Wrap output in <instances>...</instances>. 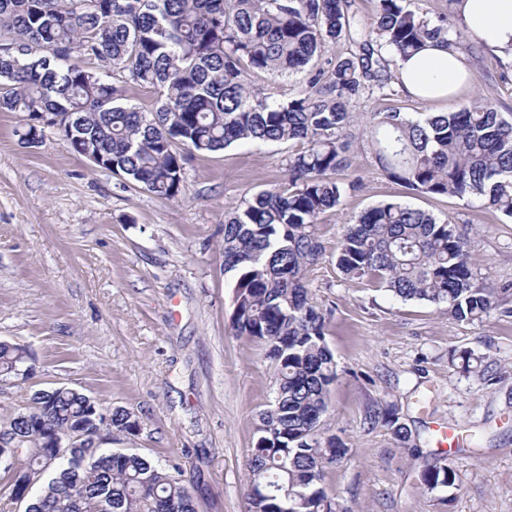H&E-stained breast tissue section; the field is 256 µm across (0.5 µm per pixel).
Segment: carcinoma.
<instances>
[{"label": "carcinoma", "mask_w": 512, "mask_h": 512, "mask_svg": "<svg viewBox=\"0 0 512 512\" xmlns=\"http://www.w3.org/2000/svg\"><path fill=\"white\" fill-rule=\"evenodd\" d=\"M378 0L371 18L348 0H0V111L20 112V140L38 144L43 115H69L58 129L72 152L166 200L185 192L187 158L238 141L299 145L287 179L244 196L224 217V272L234 276L231 328L266 347L274 397L259 413L246 461L250 512H335L325 468L348 458L339 437L320 431L338 378L326 341L329 312L311 297L305 274L323 255L321 215L340 206L360 178L343 176L356 138L351 101L395 82L397 57L430 43H469L448 18ZM348 51L324 57L328 44ZM308 70L310 91L281 101L254 87ZM157 94L154 109L129 102L112 84ZM384 174L416 193L475 200L512 219V113L489 99L456 112H374L362 130ZM336 266L402 301L440 307L458 321L499 308L497 289L474 267L468 236L424 210L390 201L343 225ZM28 347L0 341V381L32 366ZM29 410L0 412V446L24 460L0 461L5 501L29 490L32 512H195L176 465L131 450L73 448L44 464L45 433L66 435L90 421L87 395L67 387L31 394ZM109 439L133 435L139 419L96 405ZM382 422L400 442L409 429L387 410ZM453 466L419 472L423 492L458 487Z\"/></svg>", "instance_id": "cac0c4a2"}]
</instances>
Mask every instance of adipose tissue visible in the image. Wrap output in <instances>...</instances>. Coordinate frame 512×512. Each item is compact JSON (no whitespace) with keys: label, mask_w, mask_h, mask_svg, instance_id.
I'll list each match as a JSON object with an SVG mask.
<instances>
[{"label":"adipose tissue","mask_w":512,"mask_h":512,"mask_svg":"<svg viewBox=\"0 0 512 512\" xmlns=\"http://www.w3.org/2000/svg\"><path fill=\"white\" fill-rule=\"evenodd\" d=\"M459 8L469 31L492 52L512 49V0H461ZM397 75L405 92L424 101L449 98L469 80L462 55L438 46L398 61Z\"/></svg>","instance_id":"1"}]
</instances>
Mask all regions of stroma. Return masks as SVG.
<instances>
[{"label":"stroma","mask_w":512,"mask_h":512,"mask_svg":"<svg viewBox=\"0 0 512 512\" xmlns=\"http://www.w3.org/2000/svg\"><path fill=\"white\" fill-rule=\"evenodd\" d=\"M463 57L471 82L461 96L425 102L397 88L352 109L363 119L448 113L483 97L512 113V61L486 49ZM22 124L21 113L0 112V340L27 346L34 373L0 384V404L23 409L33 391L64 385L125 407L141 429L116 448L178 464L196 512H248L247 453L274 369L261 343L231 330L224 210L284 181L287 145L240 142L190 158L185 197L168 201L72 153L53 131L22 144ZM351 161L360 186L321 216L323 257L306 274L332 313L325 340L338 369L321 429L350 448L324 482L339 512H512V315L458 321L336 267L344 224L399 201L471 228L479 272L512 289V222L465 199L412 193L366 147ZM453 350L482 357V373L449 365ZM387 409L409 444L375 421ZM445 427L459 447L440 448ZM444 459L458 488L422 493L419 470Z\"/></svg>","instance_id":"obj_1"}]
</instances>
